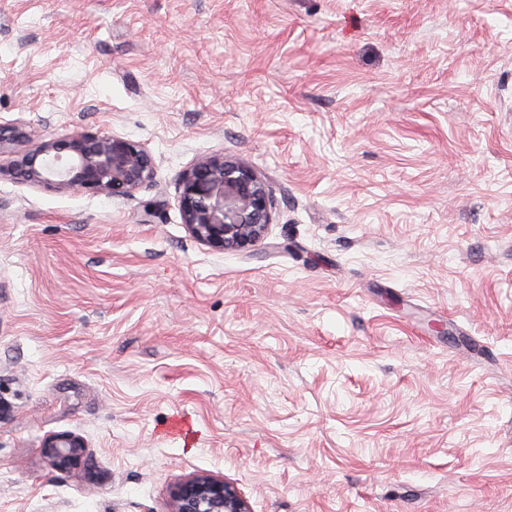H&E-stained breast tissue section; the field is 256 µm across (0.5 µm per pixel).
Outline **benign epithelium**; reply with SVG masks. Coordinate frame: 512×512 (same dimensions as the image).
<instances>
[{
	"label": "benign epithelium",
	"mask_w": 512,
	"mask_h": 512,
	"mask_svg": "<svg viewBox=\"0 0 512 512\" xmlns=\"http://www.w3.org/2000/svg\"><path fill=\"white\" fill-rule=\"evenodd\" d=\"M28 135L0 126V151ZM10 171L36 186L74 193H131L152 180L151 156L139 143L117 137L79 134L38 143L14 156ZM223 203L211 202L213 192ZM183 224L197 242L216 251H247L266 236L271 201L266 183L248 163L224 156L201 159L182 179L179 200ZM52 465L66 470L84 456V439L53 433L42 443ZM171 512H251L248 500L231 482L198 473L172 493Z\"/></svg>",
	"instance_id": "7a95c632"
}]
</instances>
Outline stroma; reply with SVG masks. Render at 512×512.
<instances>
[{
  "mask_svg": "<svg viewBox=\"0 0 512 512\" xmlns=\"http://www.w3.org/2000/svg\"><path fill=\"white\" fill-rule=\"evenodd\" d=\"M0 124L154 166L0 153V512H512V0H0ZM210 155L268 185L252 250L182 222ZM10 171L36 186L74 193H131L154 176L151 156L139 143L117 137L79 134L38 143L16 152ZM65 153V157L63 155ZM67 166L59 169L56 162ZM43 453L52 465L66 470L76 465L84 456V439L73 433H53L45 437L42 443ZM248 500L231 482L198 473L172 493L171 512H251Z\"/></svg>",
  "mask_w": 512,
  "mask_h": 512,
  "instance_id": "1",
  "label": "stroma"
}]
</instances>
